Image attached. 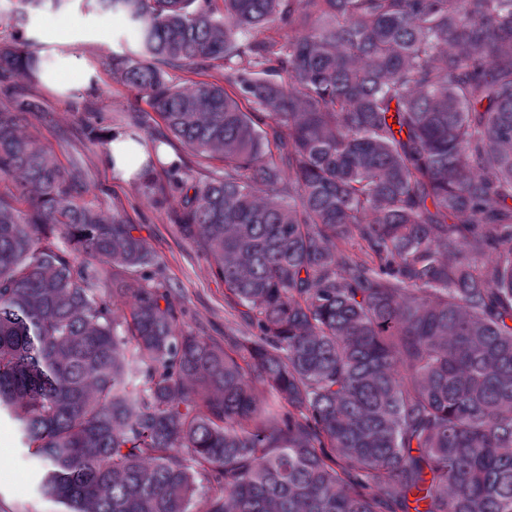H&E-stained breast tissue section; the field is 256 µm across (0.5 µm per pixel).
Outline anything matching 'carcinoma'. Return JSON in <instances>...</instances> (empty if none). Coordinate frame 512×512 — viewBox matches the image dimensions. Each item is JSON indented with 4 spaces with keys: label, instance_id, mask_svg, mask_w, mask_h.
Masks as SVG:
<instances>
[{
    "label": "carcinoma",
    "instance_id": "cac0c4a2",
    "mask_svg": "<svg viewBox=\"0 0 512 512\" xmlns=\"http://www.w3.org/2000/svg\"><path fill=\"white\" fill-rule=\"evenodd\" d=\"M17 2L24 25L68 0ZM92 2L137 32L112 80L203 166L140 189L173 198L238 321L222 346L183 326L124 209L20 132L40 66L1 41L0 414L41 494L512 512V0Z\"/></svg>",
    "mask_w": 512,
    "mask_h": 512
}]
</instances>
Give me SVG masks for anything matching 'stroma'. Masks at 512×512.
<instances>
[{"instance_id": "obj_1", "label": "stroma", "mask_w": 512, "mask_h": 512, "mask_svg": "<svg viewBox=\"0 0 512 512\" xmlns=\"http://www.w3.org/2000/svg\"><path fill=\"white\" fill-rule=\"evenodd\" d=\"M25 35L45 62L46 69L61 70L65 56L85 58L91 66L89 81H76L62 97L46 83L37 86L42 113L30 116L28 132L39 148L62 164L82 160L89 191L85 198L104 212L124 207L139 228L147 248L158 257L163 272L182 297L185 322L202 335L223 340L234 318L224 302V284L215 275L196 244L183 236L171 218L168 203H155L138 193L132 183H119L107 165V147L90 143L84 126L86 112L99 116L108 131L130 130V116L149 111L146 99L133 89L113 83L103 60L122 54L132 45L134 33L112 14L87 12L72 0L66 8H44L31 14ZM40 461L20 442L15 423L0 416V512H60L55 501L41 495L37 482Z\"/></svg>"}]
</instances>
